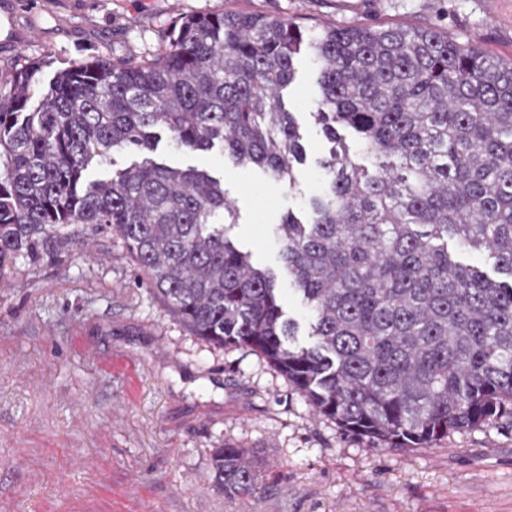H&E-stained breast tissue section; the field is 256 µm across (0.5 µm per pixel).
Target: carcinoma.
<instances>
[{
    "label": "carcinoma",
    "mask_w": 512,
    "mask_h": 512,
    "mask_svg": "<svg viewBox=\"0 0 512 512\" xmlns=\"http://www.w3.org/2000/svg\"><path fill=\"white\" fill-rule=\"evenodd\" d=\"M150 63L83 59L0 83V278L80 224L119 239L193 335L262 356L318 416L391 448H422L512 412V60L432 28L321 25L258 13L186 15ZM309 58L330 144L307 217L275 227L281 273L229 236L224 180L155 161L219 147L296 185L306 153L282 91ZM362 147L351 154L344 132ZM114 150L142 161L106 179ZM483 251L509 281L458 262ZM301 296L308 337L281 303ZM224 495H247L249 449H215Z\"/></svg>",
    "instance_id": "1"
}]
</instances>
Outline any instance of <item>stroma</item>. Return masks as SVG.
<instances>
[{"label": "stroma", "mask_w": 512, "mask_h": 512, "mask_svg": "<svg viewBox=\"0 0 512 512\" xmlns=\"http://www.w3.org/2000/svg\"><path fill=\"white\" fill-rule=\"evenodd\" d=\"M260 12L313 27H429L512 59V0H0V68L155 57L181 16ZM315 73L300 60L284 93L307 159L297 184L220 150L157 161L224 181L230 236L278 269L273 234L305 213L326 141L311 115ZM0 280V512H512V418L429 448H391L315 416L261 356L206 344L165 309L122 243L72 224ZM249 448L255 485L227 498L211 458Z\"/></svg>", "instance_id": "stroma-1"}]
</instances>
